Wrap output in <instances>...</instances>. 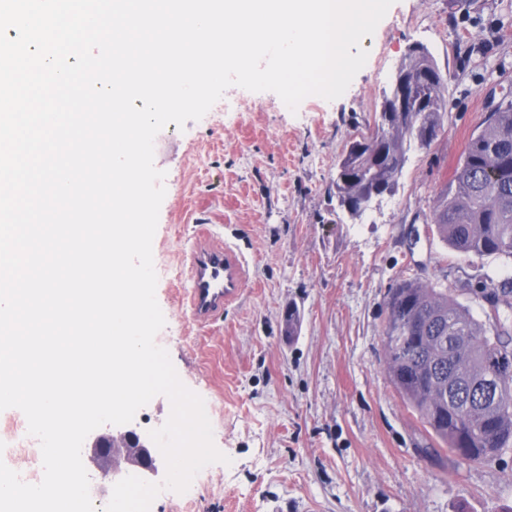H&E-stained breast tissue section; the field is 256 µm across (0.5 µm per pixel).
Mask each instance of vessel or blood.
Returning <instances> with one entry per match:
<instances>
[{
  "instance_id": "obj_1",
  "label": "vessel or blood",
  "mask_w": 512,
  "mask_h": 512,
  "mask_svg": "<svg viewBox=\"0 0 512 512\" xmlns=\"http://www.w3.org/2000/svg\"><path fill=\"white\" fill-rule=\"evenodd\" d=\"M188 262L191 268L186 289L189 316L199 324L215 321L239 297L246 282L238 249L228 243L198 245L190 251Z\"/></svg>"
}]
</instances>
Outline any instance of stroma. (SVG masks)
I'll return each mask as SVG.
<instances>
[{
    "mask_svg": "<svg viewBox=\"0 0 512 512\" xmlns=\"http://www.w3.org/2000/svg\"><path fill=\"white\" fill-rule=\"evenodd\" d=\"M418 44L447 78L444 127L410 153L395 194L351 218L330 180ZM362 46L367 62L335 100L311 95L293 111L233 86L202 119L155 138L166 173L155 341L203 398L231 462L150 512H512V451L455 466L393 387L383 341L403 280L445 286L479 316L475 288L512 269V258L456 255L431 222L467 139L512 91V0H395ZM205 233L235 244L248 271L238 300L200 327L181 305L183 254ZM291 305L300 329L289 338Z\"/></svg>",
    "mask_w": 512,
    "mask_h": 512,
    "instance_id": "obj_1",
    "label": "stroma"
}]
</instances>
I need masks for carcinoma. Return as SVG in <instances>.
<instances>
[{
	"mask_svg": "<svg viewBox=\"0 0 512 512\" xmlns=\"http://www.w3.org/2000/svg\"><path fill=\"white\" fill-rule=\"evenodd\" d=\"M402 71L419 108L376 119L385 161L375 162L366 148L345 152L341 164L352 177L332 180L341 203L367 186L393 191L407 153L429 147L443 126L446 79L431 53H407ZM425 71L435 81H421ZM432 223L459 256L512 257V96L469 138ZM479 293L512 309L511 280L486 281ZM393 336L412 337L410 348L394 350ZM384 344L392 385L455 462H480L512 448V331L499 316L476 317L448 289L408 279L390 292ZM494 374L499 397L493 401L484 397L483 383Z\"/></svg>",
	"mask_w": 512,
	"mask_h": 512,
	"instance_id": "obj_1",
	"label": "carcinoma"
}]
</instances>
